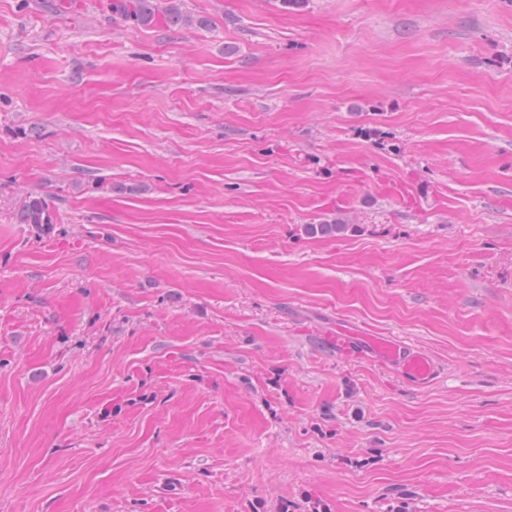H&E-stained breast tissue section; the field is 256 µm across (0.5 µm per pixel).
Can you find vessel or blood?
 Instances as JSON below:
<instances>
[{
  "label": "vessel or blood",
  "mask_w": 512,
  "mask_h": 512,
  "mask_svg": "<svg viewBox=\"0 0 512 512\" xmlns=\"http://www.w3.org/2000/svg\"><path fill=\"white\" fill-rule=\"evenodd\" d=\"M329 343L346 354L368 358L398 370L401 377L415 387L427 386L434 378L435 366L424 353L411 348L397 336H374L352 329L337 328Z\"/></svg>",
  "instance_id": "b4317fda"
}]
</instances>
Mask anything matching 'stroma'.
Masks as SVG:
<instances>
[{"label":"stroma","mask_w":512,"mask_h":512,"mask_svg":"<svg viewBox=\"0 0 512 512\" xmlns=\"http://www.w3.org/2000/svg\"><path fill=\"white\" fill-rule=\"evenodd\" d=\"M51 2L0 0V512H512V0ZM112 9L119 11L122 16L133 18L134 21L149 25L154 20L159 9L156 0H114ZM18 223L30 224L37 231H44L53 224V211L45 197L29 196L17 212ZM326 339L336 351L367 357L380 365L396 368L412 386L425 387L434 379L432 360L398 336H374L336 327V335L326 336Z\"/></svg>","instance_id":"stroma-1"}]
</instances>
